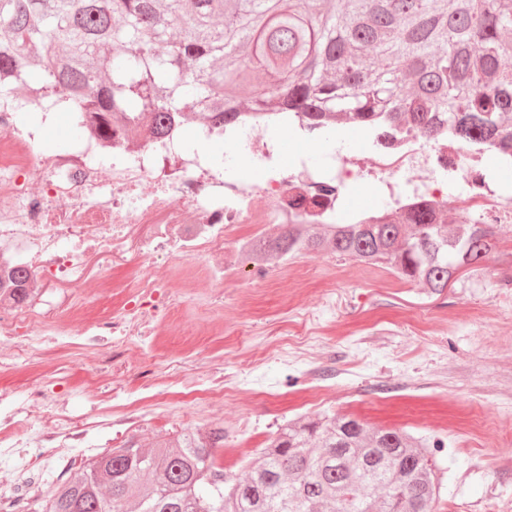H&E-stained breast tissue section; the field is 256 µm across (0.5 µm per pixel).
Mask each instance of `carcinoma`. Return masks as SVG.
Listing matches in <instances>:
<instances>
[{"label":"carcinoma","mask_w":512,"mask_h":512,"mask_svg":"<svg viewBox=\"0 0 512 512\" xmlns=\"http://www.w3.org/2000/svg\"><path fill=\"white\" fill-rule=\"evenodd\" d=\"M262 68L268 80L252 84ZM0 95L37 86L106 144L205 137L246 110L307 129L408 124L512 152V0H0ZM493 224L423 206L371 224H281L242 244L265 261L328 254L386 264L432 294L498 246ZM224 429L84 459L33 512H438L426 442L349 414L281 426L230 484Z\"/></svg>","instance_id":"carcinoma-1"}]
</instances>
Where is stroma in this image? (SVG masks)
Masks as SVG:
<instances>
[{
    "label": "stroma",
    "mask_w": 512,
    "mask_h": 512,
    "mask_svg": "<svg viewBox=\"0 0 512 512\" xmlns=\"http://www.w3.org/2000/svg\"><path fill=\"white\" fill-rule=\"evenodd\" d=\"M23 132L45 157L73 152L87 139L64 107L25 105ZM499 254L456 278L439 295L405 282L391 270L366 268L332 257L303 256L254 280L241 268L224 286L223 312L188 302L172 311L154 335L128 346L126 359L94 370L89 353L67 337L21 353L15 369L0 374V407L34 387L64 395L74 421L89 429L79 458L122 444L148 443L188 431V412L213 425V395L197 368L223 363L239 383L224 404V446L217 457L225 473L242 476L285 420L309 412L307 371L336 392L328 413H350L374 428L406 429L433 444L442 478L440 512H512V276ZM135 263L110 265L95 294L73 317L107 321L126 304L125 282ZM151 358V375L139 372ZM145 414L137 433L102 428L103 407Z\"/></svg>",
    "instance_id": "35a3bbf8"
}]
</instances>
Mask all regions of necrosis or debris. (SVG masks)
Returning a JSON list of instances; mask_svg holds the SVG:
<instances>
[{
    "label": "necrosis or debris",
    "instance_id": "obj_1",
    "mask_svg": "<svg viewBox=\"0 0 512 512\" xmlns=\"http://www.w3.org/2000/svg\"><path fill=\"white\" fill-rule=\"evenodd\" d=\"M282 126L306 133L298 116L284 112H242L224 127L225 154L263 173V182L254 184L221 172L178 137L150 141L144 152L115 142L107 171L85 151L45 158L25 148L14 113L0 106V273L24 268L30 281L85 300L93 293L90 264L99 273L108 270L103 256L148 267L126 285L128 308L108 321L36 328L20 315L0 325V371L11 368L17 352L60 336L97 356L106 349L120 352L128 341L157 330L161 297L172 310L188 296L210 308L222 304L223 285L235 279L224 252L242 243L240 225H256L257 241L276 224L334 223L353 181L375 188L386 207L407 211L424 203L445 205L439 179L446 176L462 186L456 208L470 223L512 225V193H503L488 175L495 145L467 148L445 136L427 139L411 127L391 126L368 132L365 154L337 153L322 166L303 156L285 164L275 135ZM175 256L203 261L202 275L177 273ZM174 277L184 297L168 296ZM204 284L205 294L199 291ZM30 428L36 436L23 463L0 469V512H23L25 499L44 489L47 463L71 457L84 437L83 429L69 426L64 399L41 390L0 413V446L13 447Z\"/></svg>",
    "mask_w": 512,
    "mask_h": 512
}]
</instances>
